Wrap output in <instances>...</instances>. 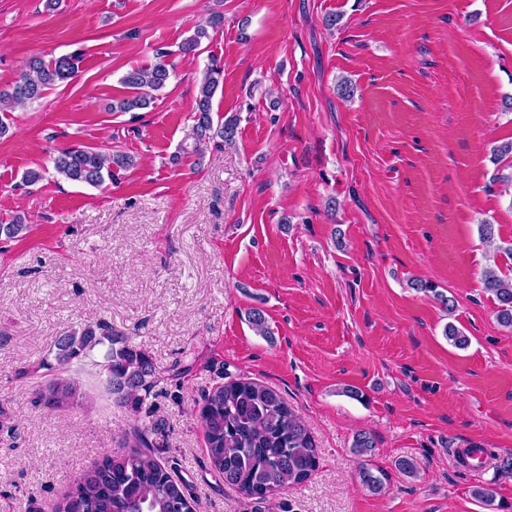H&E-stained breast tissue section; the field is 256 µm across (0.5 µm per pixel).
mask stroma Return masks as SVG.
Returning <instances> with one entry per match:
<instances>
[{
    "mask_svg": "<svg viewBox=\"0 0 512 512\" xmlns=\"http://www.w3.org/2000/svg\"><path fill=\"white\" fill-rule=\"evenodd\" d=\"M216 13L201 54H181ZM160 46L175 74L153 107L110 111L123 73ZM76 50L75 79L0 138V223L28 219L0 237V512H51L156 424L153 451L197 512H512V476L476 477L455 454L472 441L512 453V330L483 288L479 235L487 220L512 243V201L490 183V148L512 139V0H0V88L29 57ZM212 55L214 114L240 113L236 141L183 155ZM74 144L137 164L77 184L50 170ZM36 168L45 178L23 185ZM102 322L157 367L141 409L113 403L98 349L68 369L74 404L36 403L57 339ZM226 374L274 388L308 424L320 463L307 482L248 499L210 470L193 408ZM361 431L378 494L359 478Z\"/></svg>",
    "mask_w": 512,
    "mask_h": 512,
    "instance_id": "obj_1",
    "label": "stroma"
}]
</instances>
